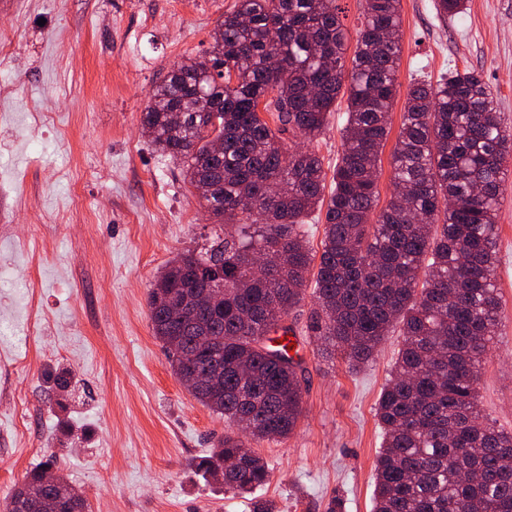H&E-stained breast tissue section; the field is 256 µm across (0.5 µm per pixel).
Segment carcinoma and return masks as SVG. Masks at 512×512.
<instances>
[{"label":"carcinoma","instance_id":"obj_1","mask_svg":"<svg viewBox=\"0 0 512 512\" xmlns=\"http://www.w3.org/2000/svg\"><path fill=\"white\" fill-rule=\"evenodd\" d=\"M352 57L338 0H236L209 54L187 57L148 94L142 125L183 164L215 224L226 228L168 263L150 294L154 336L173 373L197 335L191 313L161 297L195 295L224 275V302L206 316L209 349L224 358V394L188 392L236 423L198 468H224V489L269 483L248 439L288 437L303 388L288 345L270 333L313 288L308 330L322 352L357 369L399 327L390 378L376 403L383 433L373 512H512V432L483 414L477 384L497 335L496 216L512 131L485 82L453 70L408 88L392 152L393 193L376 210V167L399 94L400 0H364ZM465 0H436L456 15ZM346 89L342 150L332 176L319 156L292 150L285 132L312 141ZM277 114L274 129L261 116ZM224 138L213 153L209 134ZM325 210L316 256L301 224ZM48 458L0 512H29L37 496L61 512H89L65 477L45 485Z\"/></svg>","mask_w":512,"mask_h":512}]
</instances>
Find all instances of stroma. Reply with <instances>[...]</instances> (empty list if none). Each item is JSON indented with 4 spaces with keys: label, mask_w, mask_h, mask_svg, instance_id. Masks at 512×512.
I'll list each match as a JSON object with an SVG mask.
<instances>
[{
    "label": "stroma",
    "mask_w": 512,
    "mask_h": 512,
    "mask_svg": "<svg viewBox=\"0 0 512 512\" xmlns=\"http://www.w3.org/2000/svg\"><path fill=\"white\" fill-rule=\"evenodd\" d=\"M26 2L0 0V502L53 456L91 512H252L256 499L372 512L375 406L398 334L351 370L320 354L304 298L288 317L302 415L288 438L253 443L272 479L244 498L198 469L233 426L190 395L152 333V284L215 227L142 114L174 64L210 50L235 0ZM466 5L443 18L434 0H401L398 82L475 72L512 128V0ZM496 226L501 322L477 389L512 432V177Z\"/></svg>",
    "instance_id": "35a3bbf8"
}]
</instances>
